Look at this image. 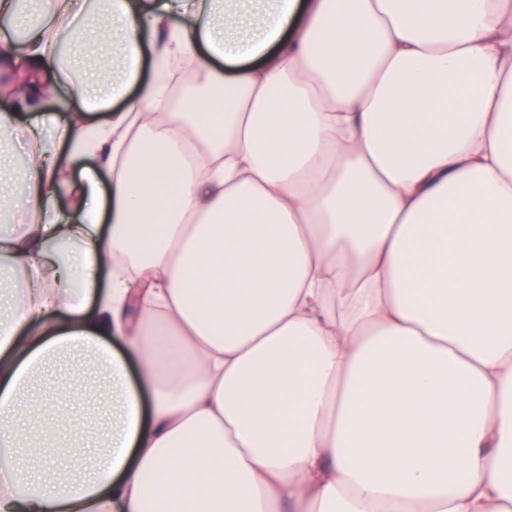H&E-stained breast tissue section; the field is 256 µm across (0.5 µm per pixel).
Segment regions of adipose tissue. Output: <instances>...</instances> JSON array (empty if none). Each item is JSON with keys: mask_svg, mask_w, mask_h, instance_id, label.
Segmentation results:
<instances>
[{"mask_svg": "<svg viewBox=\"0 0 512 512\" xmlns=\"http://www.w3.org/2000/svg\"><path fill=\"white\" fill-rule=\"evenodd\" d=\"M87 12L0 0V512H512V0ZM79 109L78 103L62 91L58 97L51 101H45L43 104L44 114L50 118V123L67 121L70 114Z\"/></svg>", "mask_w": 512, "mask_h": 512, "instance_id": "adipose-tissue-1", "label": "adipose tissue"}]
</instances>
